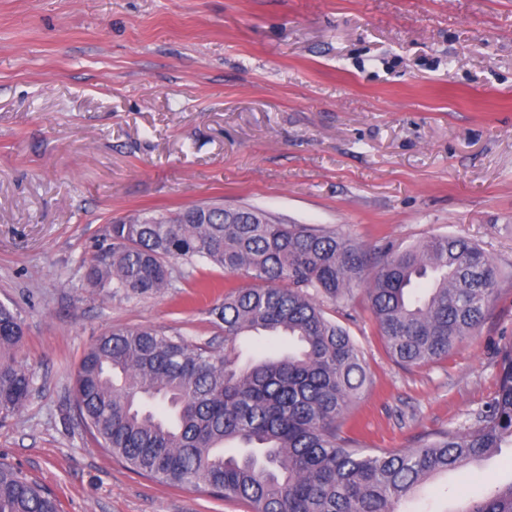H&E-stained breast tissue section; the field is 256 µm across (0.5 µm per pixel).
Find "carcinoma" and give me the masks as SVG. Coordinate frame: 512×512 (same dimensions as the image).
<instances>
[{
	"instance_id": "carcinoma-1",
	"label": "carcinoma",
	"mask_w": 512,
	"mask_h": 512,
	"mask_svg": "<svg viewBox=\"0 0 512 512\" xmlns=\"http://www.w3.org/2000/svg\"><path fill=\"white\" fill-rule=\"evenodd\" d=\"M112 249L87 265L108 296L173 287L171 262L244 272L215 308L224 350L173 331H105L84 354L76 406L100 447L135 473L246 503L251 512H400L414 490L512 447V340L498 349L496 395L468 424L419 446L366 448L344 420L368 384L360 348L318 298L367 291L388 353L438 360L484 318L501 277L477 244L435 237L372 260L333 230L281 224L256 207L218 204L140 212L111 224ZM286 336L287 351L240 363L248 336ZM23 321L0 303V417L34 389L16 357ZM0 512H59L54 492L0 461ZM452 512H512V482Z\"/></svg>"
}]
</instances>
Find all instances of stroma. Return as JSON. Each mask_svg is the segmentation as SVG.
Returning a JSON list of instances; mask_svg holds the SVG:
<instances>
[{"mask_svg": "<svg viewBox=\"0 0 512 512\" xmlns=\"http://www.w3.org/2000/svg\"><path fill=\"white\" fill-rule=\"evenodd\" d=\"M253 206L368 251L456 235L502 270L476 333L397 363L363 289L324 302L370 384L349 410L371 448L416 447L497 392L512 337V0H0V302L34 375L0 418V459L61 512H249L133 473L101 448L74 377L110 328L224 347L213 307L253 279L199 264L148 297H107L86 267L113 221ZM512 481V447L425 485L404 512H451Z\"/></svg>", "mask_w": 512, "mask_h": 512, "instance_id": "stroma-1", "label": "stroma"}]
</instances>
